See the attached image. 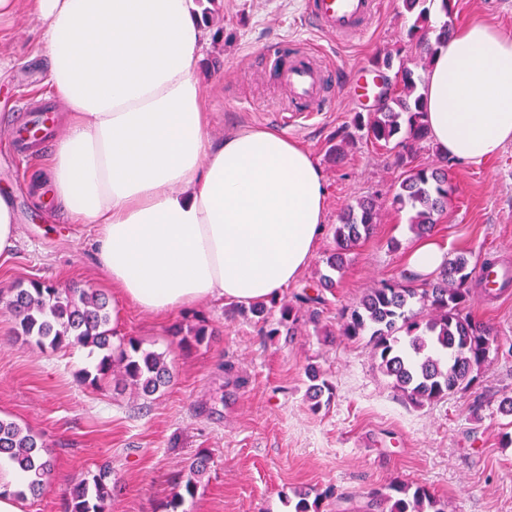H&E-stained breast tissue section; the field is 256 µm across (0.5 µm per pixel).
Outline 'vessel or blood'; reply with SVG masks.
<instances>
[{
	"mask_svg": "<svg viewBox=\"0 0 512 512\" xmlns=\"http://www.w3.org/2000/svg\"><path fill=\"white\" fill-rule=\"evenodd\" d=\"M379 7L380 0H306L305 13L309 24L321 34L351 42L365 37ZM265 56L288 90V100L280 104V111L301 114L331 108V89L337 76L324 57L294 41L276 45ZM349 92L360 102L376 100L381 92L376 69L359 65Z\"/></svg>",
	"mask_w": 512,
	"mask_h": 512,
	"instance_id": "b4317fda",
	"label": "vessel or blood"
}]
</instances>
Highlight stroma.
Listing matches in <instances>:
<instances>
[{
	"instance_id": "1",
	"label": "stroma",
	"mask_w": 512,
	"mask_h": 512,
	"mask_svg": "<svg viewBox=\"0 0 512 512\" xmlns=\"http://www.w3.org/2000/svg\"><path fill=\"white\" fill-rule=\"evenodd\" d=\"M303 0H216L199 72L208 94V134L268 128L309 151L325 179L323 236L298 280L280 297L292 300L325 271L342 209L377 197L379 222L347 256L325 292L321 325L300 324L296 336L270 338L251 316L234 315L227 302L206 300L159 316L122 303L119 333L143 349L165 354L170 383L148 398L113 382L80 384L93 369L88 349L42 350L16 335L12 313L0 304V418L41 437L52 463L39 497L21 500L22 512H63L76 478L107 466L116 487L112 512H165L174 478L197 455L210 467L196 498L179 512H293L301 491L324 494L322 512H364L367 494L394 480L428 487L448 512H512V416L500 413L512 396V290L496 299L473 291L469 310L491 326L503 351L491 354L475 383L438 403L417 407L395 390L374 364L366 340L338 335L340 312L380 282L396 280L417 243L407 211L391 200L401 180L394 152L357 136L344 157L332 152L338 132L361 107L348 94L354 68L378 56L414 65L412 19L390 0L368 37L346 43L307 29ZM452 22L496 25L512 36V0H452ZM304 38L326 48L338 71L333 111L291 120L277 111L282 97L264 64L267 47ZM49 58L37 17L19 11L0 21V192L14 201L18 240L0 257V292L41 281L111 293L90 245L93 225L73 224L61 210L44 209L32 180L38 154L54 150L64 126L15 156L8 135L21 98L49 99ZM453 193L432 233L448 257L493 256L512 268V142L479 165L449 160ZM201 316L208 341L182 350L170 334ZM235 367L228 383L225 364ZM332 384L331 403L312 411L306 397L308 365Z\"/></svg>"
}]
</instances>
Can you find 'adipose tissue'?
Here are the masks:
<instances>
[{
	"label": "adipose tissue",
	"instance_id": "adipose-tissue-1",
	"mask_svg": "<svg viewBox=\"0 0 512 512\" xmlns=\"http://www.w3.org/2000/svg\"><path fill=\"white\" fill-rule=\"evenodd\" d=\"M67 115L43 179L120 300L159 314L248 304L294 283L324 230L316 162L269 129L214 141L194 0H27ZM442 155L478 165L512 142V37L455 28L420 87Z\"/></svg>",
	"mask_w": 512,
	"mask_h": 512
}]
</instances>
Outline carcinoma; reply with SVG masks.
<instances>
[{
    "instance_id": "carcinoma-1",
    "label": "carcinoma",
    "mask_w": 512,
    "mask_h": 512,
    "mask_svg": "<svg viewBox=\"0 0 512 512\" xmlns=\"http://www.w3.org/2000/svg\"><path fill=\"white\" fill-rule=\"evenodd\" d=\"M436 0H402L403 9L414 18L410 35L427 69L437 49L448 42L451 29L443 24L430 25V4ZM400 88L382 108L367 117L354 119V127L366 130L374 143L395 150L394 163L403 169L399 189L392 205L409 213L411 229L419 236L431 234L439 217L448 208L451 186L448 183V158L442 164L412 166L422 145L431 141L425 112L418 94L421 78L400 65L396 72ZM380 205L373 198L360 199L346 207L334 230L335 247L327 258L328 272L320 275L317 287H336L333 274L344 267L347 254L377 224ZM477 282L484 292L497 297L512 287V271L504 268L499 287L474 276L470 260L461 254L444 265L432 277L418 280L404 274L402 280L384 281L370 289L360 301L341 312L340 332L350 339L368 337L376 368L391 380L392 387L415 406L442 400L471 386L496 341L491 328L475 320L468 310L470 285ZM324 299L304 291L295 302L273 298L239 309L243 314L269 326V337L295 335L301 311L308 321L320 324L317 306ZM19 325V335L41 349L57 350L82 347L99 356L94 372L86 371L80 382L97 386L119 368L123 379L140 395L150 397L171 381L164 356L141 348L133 338L115 339L112 331V304L105 294L91 288H57L33 282L28 288H14L6 301ZM211 333L202 324L193 325L189 334L178 340L188 349L204 343ZM311 409L319 411L332 396L333 386L315 366L306 369ZM45 445L30 430L12 421L0 419V459L10 462L24 475L15 496L39 495L51 474V462L43 455ZM209 459L194 458L178 479L177 491L166 504V512H177L185 497L193 498L200 488V477ZM327 497L319 493H298L295 512H321ZM112 471L102 469L92 478L75 480L66 512H111ZM377 512H446L447 504L429 488L395 480L388 491L371 492L367 504Z\"/></svg>"
}]
</instances>
